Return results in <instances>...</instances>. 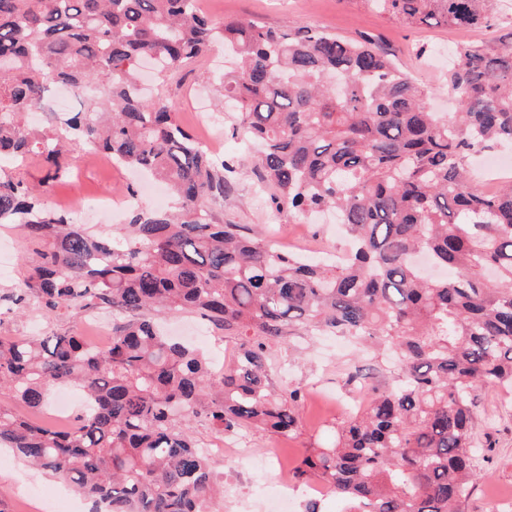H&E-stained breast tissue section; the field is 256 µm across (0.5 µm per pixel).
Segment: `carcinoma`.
Instances as JSON below:
<instances>
[{
    "label": "carcinoma",
    "instance_id": "1",
    "mask_svg": "<svg viewBox=\"0 0 512 512\" xmlns=\"http://www.w3.org/2000/svg\"><path fill=\"white\" fill-rule=\"evenodd\" d=\"M197 0H0V160L37 155L40 187L0 176V224H18L37 260L14 288L49 315L111 310L109 346L69 330L0 336V390L42 410L57 386L87 396L62 429L0 405V445L107 512H220L216 476L189 423L219 434L253 426L288 437L302 387L271 393L269 352L299 327L400 356L394 387L373 393L303 457L313 479L356 512H463L483 448L474 393L512 387V181L488 196L470 159L512 145V33L464 45L448 73L457 111L372 42L291 25L214 22ZM408 24L478 27L492 0H369ZM224 42L237 66L215 84L257 146L269 211L341 218L350 251L333 266L283 252L224 221L231 190L217 160L177 120L162 88ZM82 111L31 126L49 88ZM91 146L165 182L166 210H135L115 238L52 206L70 148ZM199 313L239 343L215 371L164 335L162 313Z\"/></svg>",
    "mask_w": 512,
    "mask_h": 512
}]
</instances>
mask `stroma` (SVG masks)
I'll return each mask as SVG.
<instances>
[{
	"instance_id": "1",
	"label": "stroma",
	"mask_w": 512,
	"mask_h": 512,
	"mask_svg": "<svg viewBox=\"0 0 512 512\" xmlns=\"http://www.w3.org/2000/svg\"><path fill=\"white\" fill-rule=\"evenodd\" d=\"M199 3L202 11L217 22L238 17L273 27L288 23L319 29L348 40L376 39L394 53L404 71L429 88L431 104L439 112L455 109L448 94V70L436 65L439 49L495 41L512 31V25L504 23L500 14L504 5H512V0H494L496 12L490 26L467 29L443 24L410 25L377 13L368 0H199ZM223 64L224 48L215 46L194 66L180 71L168 87L179 122L192 133H199L198 115L211 109L213 99L211 89L199 76ZM235 124L233 112H224L216 133L219 158L234 163L239 171L233 190L224 196L225 219L248 225L254 236L277 242L287 251L345 252L349 242L345 235L337 233L335 225L298 224L285 216L270 218L266 196L253 172L256 154L241 150L244 137L235 131ZM87 152L84 146L74 151L70 175L55 190L58 208L67 210L79 201L141 188L140 179L121 166L109 168L87 162ZM4 239L11 246V269L0 273V296L8 295L23 280L37 259L18 225L0 224V241ZM83 321L80 315H46L34 298L20 308L8 310L0 305V336H41L53 330H78L86 339H93V332L84 328ZM167 327L172 335L183 338L198 327L214 336V343L203 345L202 350L215 366L220 365L222 354H233L238 344L237 337L224 334L195 313L170 316ZM270 360L273 391L295 383L304 389L298 426L287 438L262 429L245 431V438L254 444L262 459L261 464L213 460L212 468L224 485L220 500L222 512H239L237 498L249 497L255 483L275 482L283 471L296 469L307 450L331 445L337 425L352 412L344 404L356 391L355 385L347 381L348 373L365 370L369 384L382 391L396 383L397 359L393 353L377 360L334 336L310 341L299 328L272 348ZM475 401L476 434L489 451L464 512H495L491 495L512 493V390L482 389L476 392ZM268 508V501L250 499V512H268ZM0 512H92V503L51 475L29 466L11 449L0 448Z\"/></svg>"
}]
</instances>
